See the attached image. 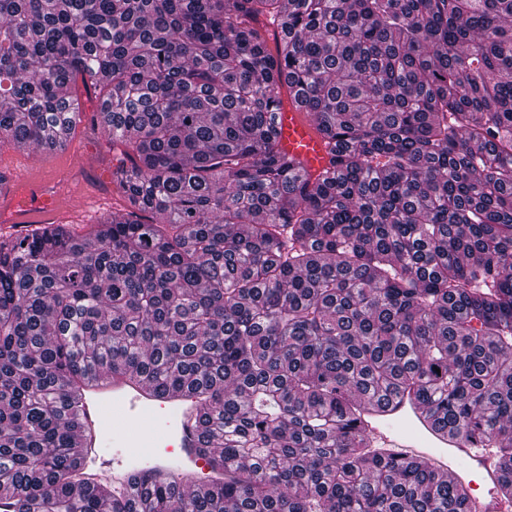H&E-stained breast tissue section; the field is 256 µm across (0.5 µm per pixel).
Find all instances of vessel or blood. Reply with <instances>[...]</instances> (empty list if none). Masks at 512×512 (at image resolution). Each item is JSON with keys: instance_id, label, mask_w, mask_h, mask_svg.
Listing matches in <instances>:
<instances>
[{"instance_id": "b4317fda", "label": "vessel or blood", "mask_w": 512, "mask_h": 512, "mask_svg": "<svg viewBox=\"0 0 512 512\" xmlns=\"http://www.w3.org/2000/svg\"><path fill=\"white\" fill-rule=\"evenodd\" d=\"M278 130L282 148L302 173H317L327 164L322 137L294 101L284 102ZM25 165L23 150L13 145L0 148V167L8 176L0 188V229L16 236L72 217L62 204L69 174L35 176ZM80 409L78 448L95 477L123 484L132 475L159 479L190 469L210 471L199 450L194 426L198 404L193 396L160 394L124 378L100 376L84 387ZM360 425L375 447L424 459L461 482L480 478L483 491L476 499L477 512H504L495 493L499 474L492 454L435 431L414 392L404 391L388 403L366 406Z\"/></svg>"}]
</instances>
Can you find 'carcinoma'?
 Masks as SVG:
<instances>
[{"label":"carcinoma","instance_id":"obj_1","mask_svg":"<svg viewBox=\"0 0 512 512\" xmlns=\"http://www.w3.org/2000/svg\"><path fill=\"white\" fill-rule=\"evenodd\" d=\"M78 79L124 203L0 235L10 512H473L364 434L401 389L512 502V0H0V146L62 147ZM286 86L312 177L278 147ZM98 374L192 392L210 473L81 480ZM281 147L298 164L303 174H316L328 162L322 137L310 117L297 107L288 91V101L278 113Z\"/></svg>","mask_w":512,"mask_h":512}]
</instances>
